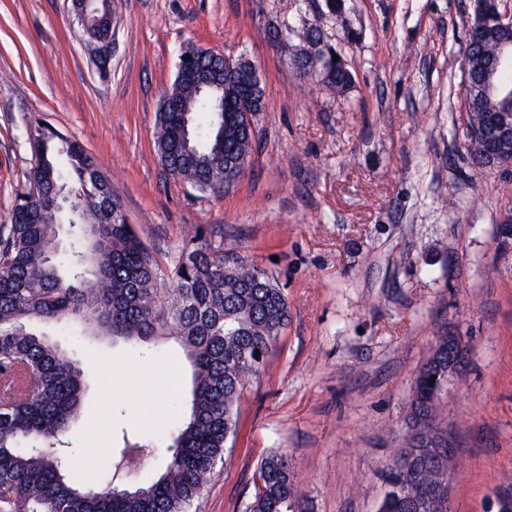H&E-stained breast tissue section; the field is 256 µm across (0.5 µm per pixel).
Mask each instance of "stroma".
<instances>
[{
    "mask_svg": "<svg viewBox=\"0 0 512 512\" xmlns=\"http://www.w3.org/2000/svg\"><path fill=\"white\" fill-rule=\"evenodd\" d=\"M474 0H112L114 49L83 37L75 0H0V224L35 165L31 138L78 142L130 224L170 268L187 247L224 249L273 273L291 320L245 390L231 453L200 512H242L268 452L287 451L306 512H377L375 475L404 432L414 374L435 333L470 346L447 400L459 449L454 512H493L512 478V166L464 158L459 60ZM316 23L354 74L331 97L299 79L268 22ZM250 58L265 107L244 175L219 196L173 177L157 113L183 47ZM83 370L66 439L73 477L111 483L123 434L153 444L126 483L165 462L189 368L169 344L113 348L50 330Z\"/></svg>",
    "mask_w": 512,
    "mask_h": 512,
    "instance_id": "1",
    "label": "stroma"
}]
</instances>
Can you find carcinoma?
I'll list each match as a JSON object with an SVG mask.
<instances>
[{"mask_svg": "<svg viewBox=\"0 0 512 512\" xmlns=\"http://www.w3.org/2000/svg\"><path fill=\"white\" fill-rule=\"evenodd\" d=\"M101 13L82 35L108 33L112 0H100ZM324 31L312 26L283 28L296 53L301 79H314L329 95L343 96L354 76L342 60L324 63L314 50ZM498 41H512V30L492 32L477 51L463 54L461 67L472 78ZM219 61L196 60L170 95L185 112L159 114L158 155L168 172L201 193H219L242 177L246 167L228 169L224 154L246 160L255 132L233 112H217L195 91ZM500 92L466 96L467 159L484 167L480 143L471 133L485 112L512 111V67L497 78ZM37 163L14 206L10 223L0 224V512H192L215 468L235 440L246 388L259 378L291 318L288 296L262 267L224 250L183 252L171 269L129 224L111 183L84 148L57 131L33 137ZM76 190V211L62 210L57 195ZM67 226L74 247L60 249ZM35 322L67 323L114 343H171L190 370L180 426L168 432L164 468L132 489L105 485L89 489L70 476L60 448L79 414L83 373L58 344L31 329ZM447 336L437 337L421 367L407 409L406 434L395 450L400 462L380 472L388 485L379 512H395L394 487L425 488L448 478V449L420 448L415 432L426 410L437 430L448 433L442 403L435 395L438 364L447 360ZM115 469L120 470L147 444L123 438ZM257 473L265 481L244 512H304L288 454L262 457Z\"/></svg>", "mask_w": 512, "mask_h": 512, "instance_id": "cac0c4a2", "label": "carcinoma"}]
</instances>
